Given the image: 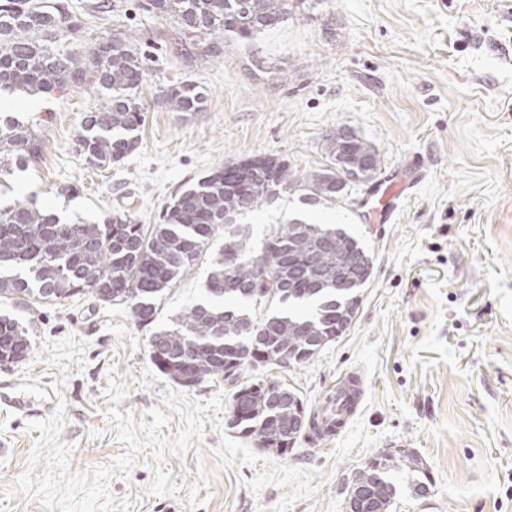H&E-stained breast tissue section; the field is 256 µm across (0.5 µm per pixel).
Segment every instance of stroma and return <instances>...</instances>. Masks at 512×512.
Instances as JSON below:
<instances>
[{
	"label": "stroma",
	"mask_w": 512,
	"mask_h": 512,
	"mask_svg": "<svg viewBox=\"0 0 512 512\" xmlns=\"http://www.w3.org/2000/svg\"><path fill=\"white\" fill-rule=\"evenodd\" d=\"M67 2L82 28L58 45L142 33L140 145L90 168L77 135L98 92L1 94L0 112L44 125L14 194L66 221L125 210L151 224L225 161L275 155L311 172L336 131L358 133L382 158L369 206L286 195L243 222L255 251L291 216L346 225L368 247L373 275L346 334L307 365L268 370L310 411L347 370L368 389L343 435H303L280 455L229 428L231 384L186 388L153 365L151 335L205 299L220 238L149 326L91 294L0 298L32 340L25 360L0 362V381L43 385L54 403L0 407V512H346L355 472L400 450L430 482L420 497L398 474L390 512H512V0H305L255 46L228 43L217 58L147 0H111L98 17V0ZM186 81L206 93L203 111L165 104L164 89ZM391 184L402 192L383 223Z\"/></svg>",
	"instance_id": "obj_1"
}]
</instances>
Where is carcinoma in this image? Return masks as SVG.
I'll use <instances>...</instances> for the list:
<instances>
[{
  "label": "carcinoma",
  "mask_w": 512,
  "mask_h": 512,
  "mask_svg": "<svg viewBox=\"0 0 512 512\" xmlns=\"http://www.w3.org/2000/svg\"><path fill=\"white\" fill-rule=\"evenodd\" d=\"M291 0H149L148 10L172 19L187 35L204 36L217 55L229 38L249 42L285 23ZM81 29L62 0H0V93L35 94L68 87L104 93L87 113L78 135L81 156L92 168L122 162L139 146L144 122L138 90L144 66L137 37L125 32L96 41L79 55L57 45L60 30ZM112 42V49L100 46ZM163 100L174 112H199L206 100L198 86L168 88ZM33 126L0 115V187L42 152ZM329 166L297 171L279 157L248 156L227 161L176 194L146 227L117 213L101 223L63 222L35 201L0 204V297L57 301L92 292L122 305L140 325L152 324L163 292L185 276L213 240L224 236L206 288L209 301L188 307L173 324L154 332L149 354L157 369L184 387L206 381L233 382L258 364L311 362L353 320L360 290L370 280L362 266L341 274L340 254H368L340 224L291 219L279 225L260 253L248 248L249 230L236 220L283 194H299L304 205H340L350 185L370 181L380 170L379 151L351 131L331 142ZM270 270L271 282L259 281ZM345 276L349 285L336 287ZM275 301L279 309L255 319L251 307ZM31 352L28 328L0 316V359L20 362ZM288 401L272 403L262 388L232 397L230 428L256 448H275L273 432L288 435ZM407 470L413 490L427 491L422 462L374 456L355 475L352 489L377 492L370 510L388 512L398 492L395 473Z\"/></svg>",
  "instance_id": "1"
}]
</instances>
